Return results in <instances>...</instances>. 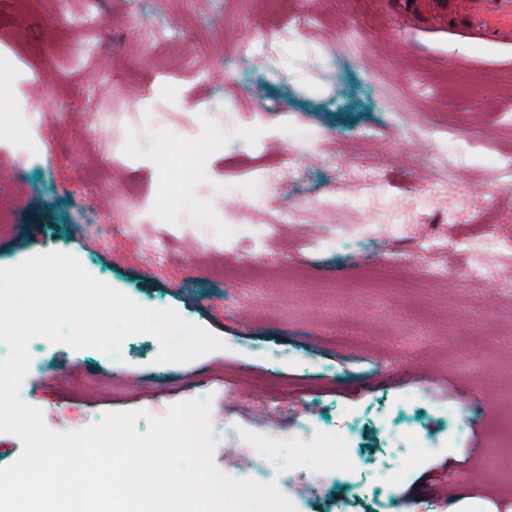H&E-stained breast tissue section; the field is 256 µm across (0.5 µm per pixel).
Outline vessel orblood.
<instances>
[{"mask_svg":"<svg viewBox=\"0 0 512 512\" xmlns=\"http://www.w3.org/2000/svg\"><path fill=\"white\" fill-rule=\"evenodd\" d=\"M448 20L475 44L512 41V0H448Z\"/></svg>","mask_w":512,"mask_h":512,"instance_id":"1","label":"vessel or blood"}]
</instances>
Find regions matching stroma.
<instances>
[{
    "label": "stroma",
    "mask_w": 512,
    "mask_h": 512,
    "mask_svg": "<svg viewBox=\"0 0 512 512\" xmlns=\"http://www.w3.org/2000/svg\"><path fill=\"white\" fill-rule=\"evenodd\" d=\"M86 2L0 0V266L72 254L224 347L159 364L149 335L127 338L117 359L36 338L20 397L54 432L210 399L216 468L240 479L250 445L274 439L270 462L299 512H512V293L466 277L469 215L448 214L458 185L424 198L439 149L460 145L462 181L473 197L497 195L490 227L512 235V188L496 173L512 154V43L400 21L387 0H98L104 24L89 32L70 24ZM268 11L310 18L276 32L273 72L236 51ZM152 24L171 38L151 41ZM350 27L360 41L337 48ZM490 99L497 110L478 111ZM228 112L244 120L227 139ZM294 124L337 165L361 159L378 174L365 218L400 216V232L285 221L316 195L362 204L315 162L256 204L247 177L288 151ZM436 232L439 250L427 245ZM244 242L256 263L276 256L285 269L247 274ZM340 314L361 331L354 346L336 341ZM339 433L354 444L344 480Z\"/></svg>",
    "instance_id": "obj_1"
}]
</instances>
